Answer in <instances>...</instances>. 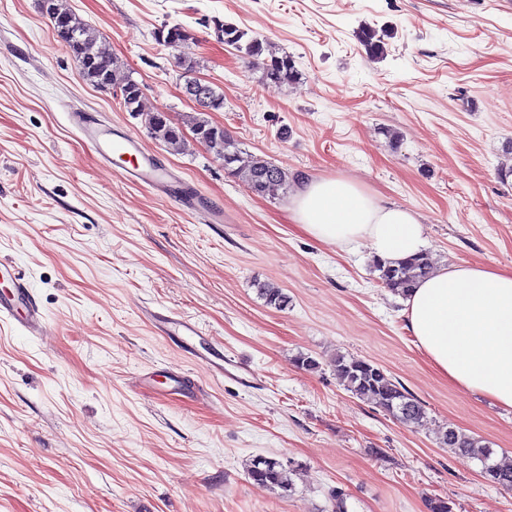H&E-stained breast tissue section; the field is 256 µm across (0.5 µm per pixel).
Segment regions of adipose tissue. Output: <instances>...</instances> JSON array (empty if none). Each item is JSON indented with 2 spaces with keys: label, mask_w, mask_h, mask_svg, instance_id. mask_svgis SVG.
<instances>
[{
  "label": "adipose tissue",
  "mask_w": 512,
  "mask_h": 512,
  "mask_svg": "<svg viewBox=\"0 0 512 512\" xmlns=\"http://www.w3.org/2000/svg\"><path fill=\"white\" fill-rule=\"evenodd\" d=\"M291 212L307 236L340 246L364 241L373 255L392 263L420 253L425 245L413 211L380 203L347 178L300 175ZM404 314L439 373L512 409V268L438 267L413 288Z\"/></svg>",
  "instance_id": "obj_1"
}]
</instances>
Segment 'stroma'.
Segmentation results:
<instances>
[{
    "label": "stroma",
    "mask_w": 512,
    "mask_h": 512,
    "mask_svg": "<svg viewBox=\"0 0 512 512\" xmlns=\"http://www.w3.org/2000/svg\"><path fill=\"white\" fill-rule=\"evenodd\" d=\"M40 2L0 0V258L52 329L0 325V512H426L429 497L512 512V492L439 441L454 428L512 460V411L432 368L367 243L318 242L289 211L298 174L348 178L414 211L435 262L512 267V0H58L99 32L115 84H140L138 114L83 80ZM215 17L290 55L296 83L265 81ZM365 24L387 31L382 58ZM173 25L191 34L177 50L155 39ZM180 54L224 93L210 120L287 186L253 195L204 145L151 137L146 113L197 110ZM73 111L138 136L201 209L101 165ZM174 313L223 347V376L160 335ZM339 355L379 365L425 418L353 396ZM258 456L291 469L292 492L249 477Z\"/></svg>",
    "instance_id": "35a3bbf8"
}]
</instances>
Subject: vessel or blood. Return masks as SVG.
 Wrapping results in <instances>:
<instances>
[{"label":"vessel or blood","instance_id":"vessel-or-blood-1","mask_svg":"<svg viewBox=\"0 0 512 512\" xmlns=\"http://www.w3.org/2000/svg\"><path fill=\"white\" fill-rule=\"evenodd\" d=\"M69 121L105 167H112L116 158H127L128 163L122 168L123 177L186 210L196 209L197 198L187 191L183 178L147 151L134 134L105 125L87 112L70 113ZM0 281L10 285L8 293L0 294V323L12 324L14 329L31 336L47 335L48 319L43 309L35 300L24 274L9 260L0 259ZM160 331L183 343L201 333L195 322L178 315L163 318Z\"/></svg>","mask_w":512,"mask_h":512}]
</instances>
